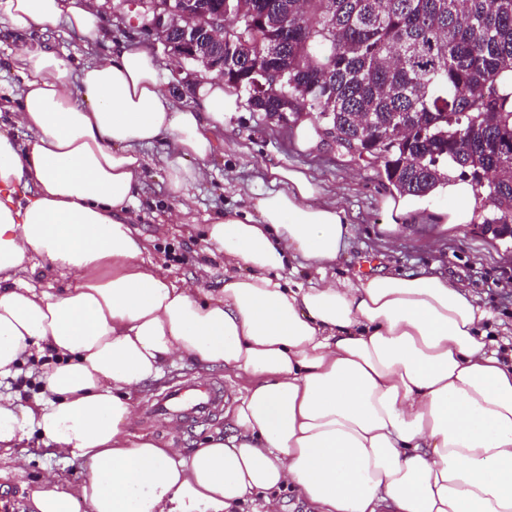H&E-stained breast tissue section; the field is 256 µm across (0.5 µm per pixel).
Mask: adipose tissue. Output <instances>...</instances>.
<instances>
[{"label": "adipose tissue", "mask_w": 512, "mask_h": 512, "mask_svg": "<svg viewBox=\"0 0 512 512\" xmlns=\"http://www.w3.org/2000/svg\"><path fill=\"white\" fill-rule=\"evenodd\" d=\"M97 39L92 0H0V38L23 40L22 87L0 99V383L42 364L28 405L0 394V458L25 437L85 461L77 493L47 472L30 512H232L286 487L312 512H512V354L485 310L440 275L330 279L349 218L303 171L267 168L251 211L205 228L232 272L219 295L145 261L127 217L139 148L163 144L168 192L188 214L215 130L237 102L222 77L176 104L145 47L80 67L34 32ZM26 139H18V131ZM304 259L308 286L284 279ZM69 278L60 292L38 270ZM244 375L228 434L174 448L133 434L134 392L184 358Z\"/></svg>", "instance_id": "1"}]
</instances>
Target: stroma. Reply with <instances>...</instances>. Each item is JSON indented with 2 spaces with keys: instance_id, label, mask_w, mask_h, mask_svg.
Instances as JSON below:
<instances>
[{
  "instance_id": "obj_1",
  "label": "stroma",
  "mask_w": 512,
  "mask_h": 512,
  "mask_svg": "<svg viewBox=\"0 0 512 512\" xmlns=\"http://www.w3.org/2000/svg\"><path fill=\"white\" fill-rule=\"evenodd\" d=\"M101 10L106 25L103 38L92 41L61 24L48 31L49 42L63 57L84 64L121 42L147 47L164 71L163 91L177 101L191 103L194 88L207 78V71L188 61L172 65L162 42L131 17L113 12L110 0H103ZM236 100V112L229 114L223 130L215 135L217 152L208 161V178L189 189V213L183 223L171 224L166 218L172 202L158 162L162 145L141 148L145 186L128 218L147 240L150 260L174 279L190 277L197 266H209L210 273L201 287L204 292L218 294L224 286V259L209 253L205 224L217 212L249 209L252 199L270 188L264 176L267 166L299 169L321 187L320 202L344 208L350 219L345 247L336 265L328 268L329 276L441 274L462 285L468 297L488 312V323L498 341L512 344V242L483 234L473 223H443L442 213L450 202L447 196L435 193L418 198L404 223H387L383 203L393 196L394 189L382 163L358 161L325 139L316 148L301 150L296 132L301 124L312 122L311 113H289L287 124L281 125L252 111L245 95H237ZM185 381L217 392L243 386L242 380L223 369L206 372L193 360L184 359L135 395L138 419L133 433L158 435L168 431L179 447L192 448L208 434L223 429L224 412L220 409L206 418L181 420L174 426L151 413L156 398ZM18 452L28 458L23 471H14L9 461H0V504H8L10 512H22V486L38 484L46 471L58 472L73 488L87 477L82 459L50 456L40 438L21 443Z\"/></svg>"
}]
</instances>
